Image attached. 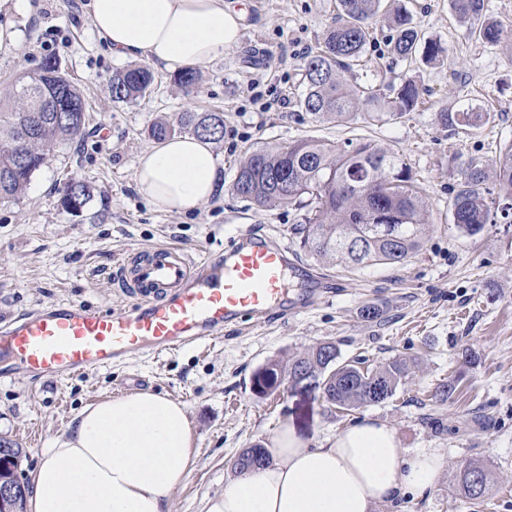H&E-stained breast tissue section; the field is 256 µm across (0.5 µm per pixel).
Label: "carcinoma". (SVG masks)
<instances>
[{"label": "carcinoma", "mask_w": 512, "mask_h": 512, "mask_svg": "<svg viewBox=\"0 0 512 512\" xmlns=\"http://www.w3.org/2000/svg\"><path fill=\"white\" fill-rule=\"evenodd\" d=\"M381 0H339L340 12L327 28L320 50L302 64L304 91L300 106L316 121L347 122L358 115L368 121L380 119L376 109L401 118L413 112L422 89L412 78L401 84L388 100L369 87L348 83L345 74L360 65L369 41V26ZM462 19L482 16L485 0H453ZM389 45L393 55L409 59L421 40L419 29L407 9H397L389 19ZM476 35L487 44H497L504 30L494 22L481 24ZM174 82L189 94L199 82L194 70H186ZM152 70L134 65L112 75L109 93L116 103H134L151 93ZM483 115L472 112H439L437 122L446 128L472 127ZM87 121V103L78 88L63 73L60 63L48 58L41 66L7 84H0V202L22 195L33 175L50 159L56 148L79 137ZM224 113L177 112L150 128L155 140L188 133L216 144L224 141ZM500 192L512 200V140L500 147L494 162ZM487 172L479 161L471 162L453 197V224L474 236L488 223L491 207L483 193ZM233 193L255 206L272 210L295 205L304 210L299 225L302 248L319 261L340 263L351 269L372 265L395 266L418 252L424 243L425 205L415 178L402 156L370 141H347L344 147L315 139L289 145H269L251 152L241 162L232 184ZM91 186L73 179L61 198L62 207L78 213L93 199ZM392 214V224H380L375 214ZM414 364L396 358L367 367L362 359L340 360L335 343L323 342L294 356L284 364L271 360L254 373V380L268 369L306 380L322 378L326 402L342 409H358L381 403L407 383ZM258 456V466L269 463L266 449L253 445L235 461ZM491 474L482 465L470 463L459 474L464 497L481 502L487 497Z\"/></svg>", "instance_id": "cac0c4a2"}]
</instances>
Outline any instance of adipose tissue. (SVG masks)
Returning <instances> with one entry per match:
<instances>
[{
	"instance_id": "obj_1",
	"label": "adipose tissue",
	"mask_w": 512,
	"mask_h": 512,
	"mask_svg": "<svg viewBox=\"0 0 512 512\" xmlns=\"http://www.w3.org/2000/svg\"><path fill=\"white\" fill-rule=\"evenodd\" d=\"M93 27L114 57L164 71L205 70L239 39L243 11L230 0H90ZM135 184L152 204L195 209L224 191L210 142L178 135L138 159ZM185 406L143 390L86 406L69 436L45 449L31 474L28 512H167L194 464ZM269 464L241 472L206 512H374L431 489L440 449L403 450L387 423L364 418L306 445L292 427L275 434Z\"/></svg>"
}]
</instances>
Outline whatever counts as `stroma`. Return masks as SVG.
<instances>
[{"instance_id":"35a3bbf8","label":"stroma","mask_w":512,"mask_h":512,"mask_svg":"<svg viewBox=\"0 0 512 512\" xmlns=\"http://www.w3.org/2000/svg\"><path fill=\"white\" fill-rule=\"evenodd\" d=\"M87 2L0 0V83L57 59L89 115L82 135L57 148L24 194L0 202V318L63 301L123 311L130 300L112 272L128 254L175 244L218 257L243 224L280 237L291 259L324 275L325 287L303 312L262 324L247 317L225 328L221 339L169 355L136 354L112 369L57 381L20 374L1 382L0 439L24 450L19 479L29 482L43 450L68 435L83 407L139 387L181 401L192 427L195 464L169 512H204L206 498L237 476L240 452L270 446L283 426H293L310 445L367 416L392 426L401 448H438L445 456L430 492L376 512H512V215H494L475 236L460 232L452 216L453 190L468 161L493 164L500 145L512 139V0H485V18L508 34L495 45L471 35V21L456 15L452 0H382L387 11L407 7L443 53L431 65L395 58L387 20L372 22L355 82L389 98L410 77L424 93L410 115L370 124L317 122L299 104L303 59L316 52L338 0H243L237 47L202 71L193 93L161 72L151 94L130 104L113 102L108 92L113 73L127 63L97 38ZM277 98L283 107L274 106ZM208 109L223 111L226 121L224 140L214 147L226 191L188 213L162 210L135 185L137 160L154 144L148 129L161 115ZM443 110L489 118L469 130H445L436 123ZM303 139L371 140L402 155L427 203L421 251L397 266L317 263L300 246L301 210H261L232 193L246 155ZM72 177L104 193V200L68 213L60 199ZM367 303L379 308L377 319L359 316ZM324 341L334 342L345 360L375 367L406 358L416 368L391 398L348 413L330 409L314 380L267 396L253 391L260 366ZM455 376L461 379L457 394L437 403V385ZM469 462L486 466L497 480L477 506L457 485Z\"/></svg>"}]
</instances>
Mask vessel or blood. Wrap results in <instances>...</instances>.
<instances>
[{
    "mask_svg": "<svg viewBox=\"0 0 512 512\" xmlns=\"http://www.w3.org/2000/svg\"><path fill=\"white\" fill-rule=\"evenodd\" d=\"M288 247L245 226L223 259L176 246L128 258L117 279L133 297L128 311L59 302L0 322V379L18 370L36 380L108 369L133 353L162 354L212 339L249 315L288 304Z\"/></svg>",
    "mask_w": 512,
    "mask_h": 512,
    "instance_id": "vessel-or-blood-1",
    "label": "vessel or blood"
}]
</instances>
